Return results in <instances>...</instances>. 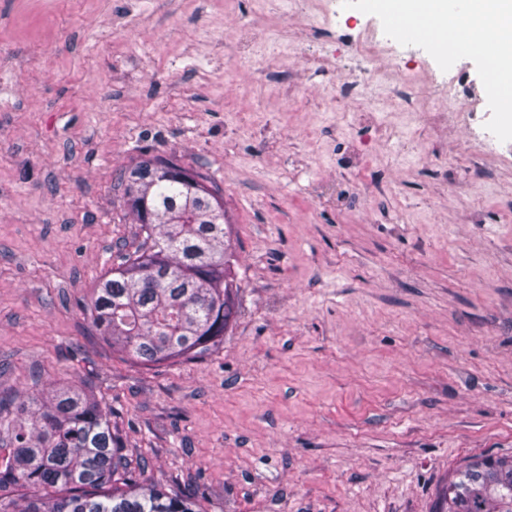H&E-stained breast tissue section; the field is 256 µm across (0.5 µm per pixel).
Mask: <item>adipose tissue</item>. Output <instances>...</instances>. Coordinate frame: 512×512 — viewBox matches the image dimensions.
Masks as SVG:
<instances>
[{
	"instance_id": "1",
	"label": "adipose tissue",
	"mask_w": 512,
	"mask_h": 512,
	"mask_svg": "<svg viewBox=\"0 0 512 512\" xmlns=\"http://www.w3.org/2000/svg\"><path fill=\"white\" fill-rule=\"evenodd\" d=\"M404 2L363 0V5L388 14L401 27L418 20L414 36L435 46L441 56L454 53L459 42H467L484 63L487 93L502 112H512V0H469L460 37L448 29V0H417L412 12Z\"/></svg>"
}]
</instances>
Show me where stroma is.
Segmentation results:
<instances>
[{
	"label": "stroma",
	"mask_w": 512,
	"mask_h": 512,
	"mask_svg": "<svg viewBox=\"0 0 512 512\" xmlns=\"http://www.w3.org/2000/svg\"><path fill=\"white\" fill-rule=\"evenodd\" d=\"M342 3L0 0V392L83 382L204 512H432L512 455V130L479 58L389 59ZM153 156L220 188L239 289L217 349L148 368L83 307Z\"/></svg>",
	"instance_id": "stroma-1"
}]
</instances>
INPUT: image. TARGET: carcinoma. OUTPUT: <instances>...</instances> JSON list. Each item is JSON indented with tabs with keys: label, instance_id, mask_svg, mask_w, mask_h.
Wrapping results in <instances>:
<instances>
[{
	"label": "carcinoma",
	"instance_id": "1",
	"mask_svg": "<svg viewBox=\"0 0 512 512\" xmlns=\"http://www.w3.org/2000/svg\"><path fill=\"white\" fill-rule=\"evenodd\" d=\"M116 183L139 244L118 250L93 288L92 326L145 366L202 358L235 316L221 191L158 156L121 170ZM0 449V512H201L194 495L131 477L110 413L84 385L45 398L0 394ZM19 487L29 494L15 495ZM434 512H512V456L467 460Z\"/></svg>",
	"mask_w": 512,
	"mask_h": 512
}]
</instances>
